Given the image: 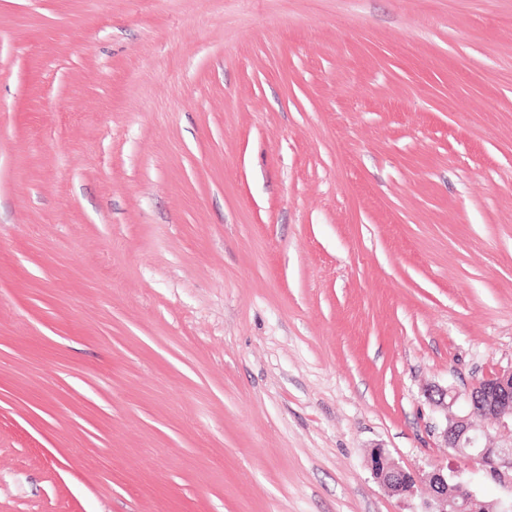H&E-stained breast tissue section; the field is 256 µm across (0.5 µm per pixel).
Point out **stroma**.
Segmentation results:
<instances>
[{
    "mask_svg": "<svg viewBox=\"0 0 512 512\" xmlns=\"http://www.w3.org/2000/svg\"><path fill=\"white\" fill-rule=\"evenodd\" d=\"M512 366V0H0V512H422ZM465 398L473 413L512 426V366L479 381ZM369 466L373 475L396 495L406 496L412 492L411 482L424 480L432 490L431 508L427 512H475L474 504L485 507L484 503L476 500L467 484L457 481L458 472L448 465L435 466L432 471L422 477L420 473L403 469L393 460L385 448H372L369 456Z\"/></svg>",
    "mask_w": 512,
    "mask_h": 512,
    "instance_id": "1",
    "label": "stroma"
}]
</instances>
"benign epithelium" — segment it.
Masks as SVG:
<instances>
[{"label":"benign epithelium","mask_w":512,"mask_h":512,"mask_svg":"<svg viewBox=\"0 0 512 512\" xmlns=\"http://www.w3.org/2000/svg\"><path fill=\"white\" fill-rule=\"evenodd\" d=\"M458 398V394L441 387L427 391V399L435 408L446 410L449 403ZM466 401L473 412L481 417H490L504 427L512 424V367L479 381L466 394ZM437 430L445 446L453 453L466 457L473 469L487 467L501 481L512 473V448L483 445L488 431L471 415L446 416ZM369 466L373 475L396 495L410 494L413 482H428L432 490L428 512H476L475 496L468 491L466 483L457 480V471L452 467L436 466L422 476L403 469L383 448L371 449Z\"/></svg>","instance_id":"obj_1"}]
</instances>
